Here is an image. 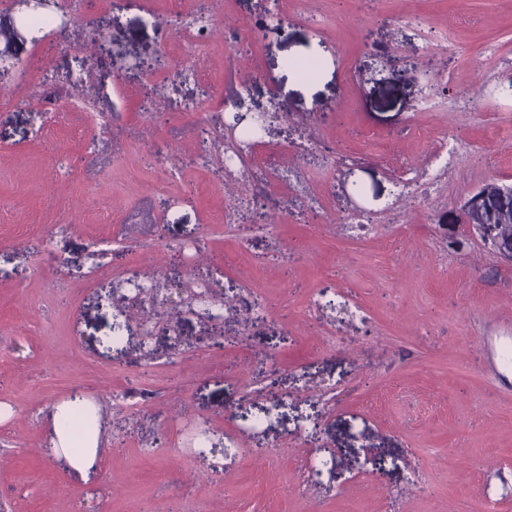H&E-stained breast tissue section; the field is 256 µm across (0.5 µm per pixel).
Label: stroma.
Instances as JSON below:
<instances>
[{"label": "stroma", "mask_w": 512, "mask_h": 512, "mask_svg": "<svg viewBox=\"0 0 512 512\" xmlns=\"http://www.w3.org/2000/svg\"><path fill=\"white\" fill-rule=\"evenodd\" d=\"M44 13L69 42L0 88L8 512H512V257L467 214L512 183V0ZM235 91L268 121L227 171L202 131ZM132 279L163 288L150 326ZM77 387L86 479L50 443Z\"/></svg>", "instance_id": "stroma-1"}]
</instances>
